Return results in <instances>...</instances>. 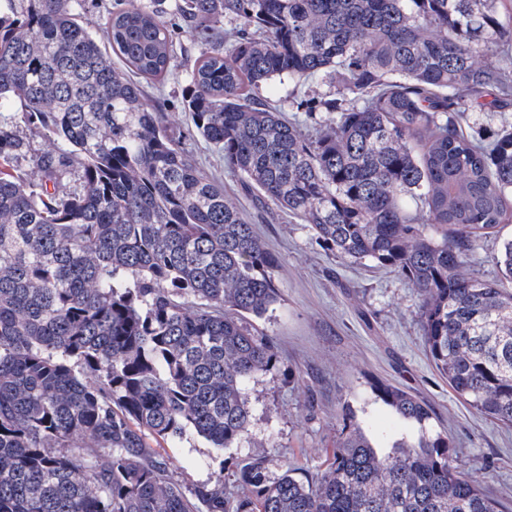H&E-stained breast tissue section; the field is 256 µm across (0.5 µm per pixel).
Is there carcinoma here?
Segmentation results:
<instances>
[{"instance_id":"carcinoma-1","label":"carcinoma","mask_w":512,"mask_h":512,"mask_svg":"<svg viewBox=\"0 0 512 512\" xmlns=\"http://www.w3.org/2000/svg\"><path fill=\"white\" fill-rule=\"evenodd\" d=\"M499 4L175 10L201 44L190 134L336 257L396 270L421 298L440 375L511 428L512 239L497 275L470 267L512 223V129H488L512 111V13ZM75 5L0 0V512H501L457 470L429 406L383 382L377 397L416 428L387 450L345 412L314 477L249 455L233 491L221 476L174 480L151 442L198 436L221 451L249 430V384L276 362L249 319L280 302L279 257L129 76L175 66L162 11L126 4L97 35ZM285 80L288 96L270 100ZM316 80L327 91L310 97ZM21 122L53 145L38 186L20 168Z\"/></svg>"}]
</instances>
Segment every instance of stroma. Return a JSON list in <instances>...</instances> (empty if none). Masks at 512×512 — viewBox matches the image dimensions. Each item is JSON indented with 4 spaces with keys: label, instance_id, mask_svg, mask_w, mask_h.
Segmentation results:
<instances>
[{
    "label": "stroma",
    "instance_id": "stroma-1",
    "mask_svg": "<svg viewBox=\"0 0 512 512\" xmlns=\"http://www.w3.org/2000/svg\"><path fill=\"white\" fill-rule=\"evenodd\" d=\"M161 7L176 67L163 81L144 83L147 98L280 259L275 283L281 301L270 318L252 322L273 344L277 362L249 385L250 430L239 447L221 452L197 437L165 443L160 453L175 480L192 488L220 476L232 485L238 463L254 453L266 457L272 472L290 466L316 475L327 465L346 409L370 438L388 445L406 428L372 391L373 382L383 381L410 388L431 407L435 428L453 441L459 470L512 512V428L475 414L439 374L424 347L416 289L390 270L337 259L309 225L257 205L219 154L189 137L183 89L200 44L183 28L175 0H162Z\"/></svg>",
    "mask_w": 512,
    "mask_h": 512
}]
</instances>
